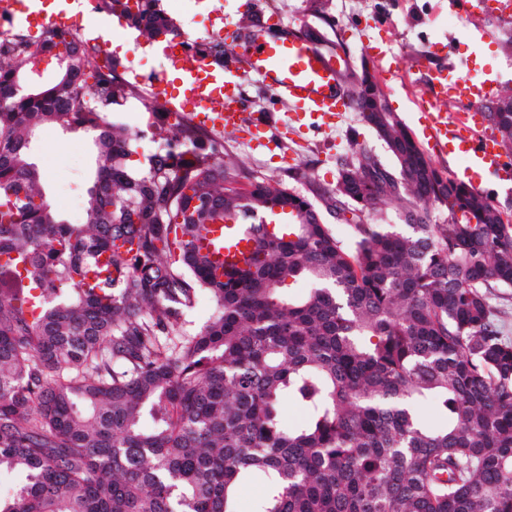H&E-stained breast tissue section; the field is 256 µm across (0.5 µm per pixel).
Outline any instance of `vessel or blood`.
I'll use <instances>...</instances> for the list:
<instances>
[{
  "mask_svg": "<svg viewBox=\"0 0 512 512\" xmlns=\"http://www.w3.org/2000/svg\"><path fill=\"white\" fill-rule=\"evenodd\" d=\"M339 66L325 57L304 31L281 27L276 15L253 12L250 26L225 24L224 66L192 63L178 76L174 99L192 112L196 122L238 129L244 97L242 79L256 76L277 98L309 113L322 127H330L338 114L356 111L354 99L343 94L338 82ZM430 84L436 101L452 100L462 105L458 114L430 113V136L439 152L468 160L473 169H507L495 137L481 134V110L500 94L498 80L474 81L436 72ZM254 248L252 235L240 233L234 244L224 247L220 263L225 268L243 266Z\"/></svg>",
  "mask_w": 512,
  "mask_h": 512,
  "instance_id": "obj_1",
  "label": "vessel or blood"
}]
</instances>
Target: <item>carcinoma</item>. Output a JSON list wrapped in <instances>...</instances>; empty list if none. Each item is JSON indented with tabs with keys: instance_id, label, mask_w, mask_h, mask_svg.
Wrapping results in <instances>:
<instances>
[{
	"instance_id": "obj_1",
	"label": "carcinoma",
	"mask_w": 512,
	"mask_h": 512,
	"mask_svg": "<svg viewBox=\"0 0 512 512\" xmlns=\"http://www.w3.org/2000/svg\"><path fill=\"white\" fill-rule=\"evenodd\" d=\"M106 8L147 40L175 32L156 0ZM24 45L0 39V255L28 266L23 279L0 265V477H22L0 512H238L256 473L270 488L257 512H512V339L490 304L512 288V224L436 167L367 61L339 75L393 166L367 149L340 160L345 241L280 182L225 192L220 152L190 127L170 139L157 123L167 150L132 168L135 134L104 111L134 86L56 28L49 53L70 70L27 90ZM487 117L512 140L511 87ZM51 124L94 147L103 186L82 224L57 217L32 161ZM215 196L220 212L204 206ZM387 205L401 227L367 222ZM288 207L305 223L268 233L262 219ZM226 212L260 235L221 281L197 241ZM288 279L306 291L285 295ZM200 291L213 313L189 332ZM284 399L302 424L279 419Z\"/></svg>"
}]
</instances>
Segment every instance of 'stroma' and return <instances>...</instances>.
I'll return each mask as SVG.
<instances>
[{
  "mask_svg": "<svg viewBox=\"0 0 512 512\" xmlns=\"http://www.w3.org/2000/svg\"><path fill=\"white\" fill-rule=\"evenodd\" d=\"M332 32L341 40L353 59L365 57L366 44L381 48L382 59L371 60V67L390 66V73L378 79L391 108L399 113L438 168L462 179L467 161L445 156L434 150L429 140V120L420 104L421 86L429 73L439 68L451 70L475 80L488 76L502 85L512 86V65L507 64L499 40L503 30L512 31V22L504 23L491 12L474 15L464 23L448 13V0H333ZM111 29L102 30L98 17L73 16L69 27L88 34H101L104 45L101 60H132L140 74L166 72L174 75L163 55V41L138 45L137 34L124 17L113 14ZM445 52H437V45ZM247 95L243 112L252 119L265 118L268 147L258 148L242 137H224V159L228 175L241 186L251 181L273 178L310 200L334 189L337 163L359 145L370 149L383 164L390 156L375 132L359 117L338 119L331 132L301 127L294 123L295 107L260 86L256 78L245 81ZM94 150L80 131L64 132L55 126L40 134L33 160L43 175L48 199L65 194L73 198L69 209L59 216L70 224L84 221V200L92 184Z\"/></svg>",
  "mask_w": 512,
  "mask_h": 512,
  "instance_id": "35a3bbf8",
  "label": "stroma"
}]
</instances>
